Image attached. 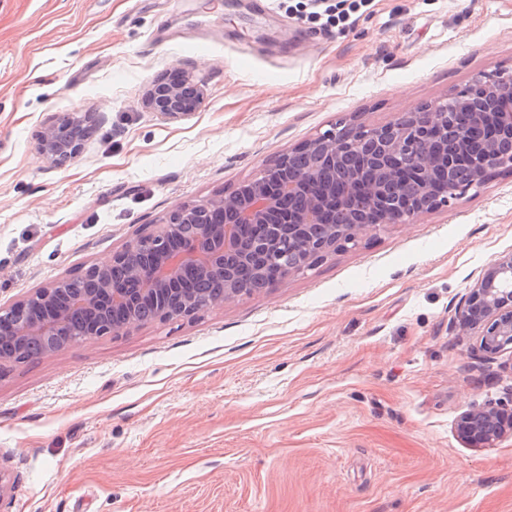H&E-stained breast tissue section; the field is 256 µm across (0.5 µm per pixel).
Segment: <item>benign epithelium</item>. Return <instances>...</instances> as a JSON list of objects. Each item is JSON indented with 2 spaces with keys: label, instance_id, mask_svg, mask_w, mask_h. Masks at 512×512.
<instances>
[{
  "label": "benign epithelium",
  "instance_id": "7a95c632",
  "mask_svg": "<svg viewBox=\"0 0 512 512\" xmlns=\"http://www.w3.org/2000/svg\"><path fill=\"white\" fill-rule=\"evenodd\" d=\"M204 93L184 71L177 78L154 80L148 86L144 105L166 119H178L198 111ZM469 113L468 123L457 130L448 150L435 148L443 133L448 107ZM95 126L89 115L79 119L56 118L41 132L40 151L46 160L63 166L74 158L89 138L83 126ZM486 127L488 141L478 153L468 148L469 130ZM301 147L332 161L346 153L364 151L374 158L376 169L368 174L353 170L347 174V190L340 201L328 187L317 188L315 171L291 174L293 152L279 155L255 176L244 180L246 194L224 192L196 204L173 210L165 223L141 234L114 252L105 263L85 268L84 276L98 287L85 294L80 304L93 309L107 301L129 309L118 325L90 323L79 331V341L99 336H118L148 320L170 321L191 317L220 301L245 295L241 288V264L252 258H267L278 265L270 284L291 274L303 273L340 248L356 242L359 231L388 224H406L419 216L448 207L471 190L481 188L495 171L512 172V69L481 74L443 100L404 112L395 121L380 126H347L327 130ZM462 168L465 178L444 184L437 179L442 170ZM288 193L307 192L305 208L278 222L277 184ZM222 211L238 218L237 224H200L193 236L184 226L198 214ZM138 253L154 259L151 266L130 264L129 275L141 283L139 293L126 295L113 287L112 266ZM224 266V294L217 297L185 298L173 309L168 286L187 264L203 276L212 265ZM61 278L0 308V343L27 336H55L69 320L62 304ZM453 331L473 336L478 356L493 359L512 352V253L499 255L487 264L461 302ZM458 437L472 448H484L512 436V408L498 404L472 406L457 419Z\"/></svg>",
  "mask_w": 512,
  "mask_h": 512
}]
</instances>
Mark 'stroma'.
<instances>
[{
  "instance_id": "stroma-1",
  "label": "stroma",
  "mask_w": 512,
  "mask_h": 512,
  "mask_svg": "<svg viewBox=\"0 0 512 512\" xmlns=\"http://www.w3.org/2000/svg\"><path fill=\"white\" fill-rule=\"evenodd\" d=\"M512 67V0H0V307L108 261L181 205L234 190L338 123L383 125ZM180 68L198 112L147 111ZM90 113L66 165L38 136ZM512 252V174L192 318L0 366L9 512H512V354L451 330ZM314 2L312 5L313 8L318 9L319 11H313L312 14L324 16L325 23L329 25H349L350 13H354L360 7L365 6L369 0H350L348 5V9H344L340 12L336 13V5L326 4V2H322L324 0H311ZM458 437L472 448H484L512 436V407L499 404L472 406L457 419Z\"/></svg>"
}]
</instances>
